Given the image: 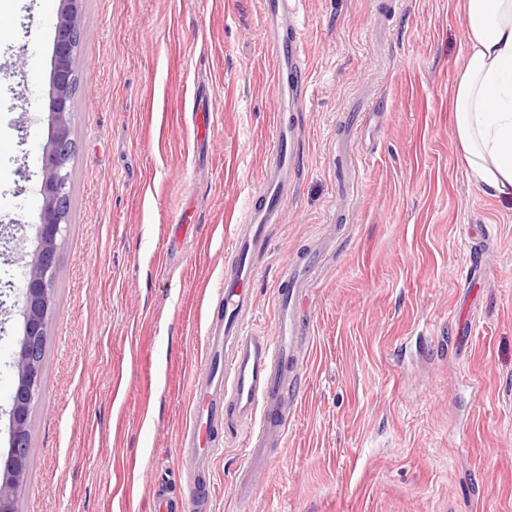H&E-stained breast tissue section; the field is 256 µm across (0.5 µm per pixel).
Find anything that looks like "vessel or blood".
<instances>
[{"label":"vessel or blood","instance_id":"vessel-or-blood-1","mask_svg":"<svg viewBox=\"0 0 512 512\" xmlns=\"http://www.w3.org/2000/svg\"><path fill=\"white\" fill-rule=\"evenodd\" d=\"M301 0H261L265 45L274 64L275 144L259 188L260 205L249 207L236 225L234 257L220 286L222 315L207 331L206 366L194 383L193 417L181 434L183 468L190 492L180 507L155 498L153 512H200L211 473L203 465L215 451L214 427L232 417L249 436L247 464L270 466L272 448L284 441L290 410L301 377L295 372L300 306L318 263L314 255L294 259L276 287L274 333L250 329L245 317L253 306L256 259L281 222V201L288 193L287 175L294 170L296 135L288 118L305 88L298 51V27L291 19Z\"/></svg>","mask_w":512,"mask_h":512}]
</instances>
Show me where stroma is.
Returning a JSON list of instances; mask_svg holds the SVG:
<instances>
[{
	"label": "stroma",
	"instance_id": "obj_1",
	"mask_svg": "<svg viewBox=\"0 0 512 512\" xmlns=\"http://www.w3.org/2000/svg\"><path fill=\"white\" fill-rule=\"evenodd\" d=\"M60 0H0V274L30 261ZM300 172L246 324L273 331L293 257L329 244L281 448L234 488L218 430L205 512H512V199L461 159L457 0H304ZM67 231L16 512H148L179 456L235 226L273 146L261 0H83ZM210 113L192 139V112ZM193 210L194 224L175 219ZM485 268L470 288L472 253ZM23 288L0 304V457Z\"/></svg>",
	"mask_w": 512,
	"mask_h": 512
}]
</instances>
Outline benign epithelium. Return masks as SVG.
I'll return each mask as SVG.
<instances>
[{"mask_svg": "<svg viewBox=\"0 0 512 512\" xmlns=\"http://www.w3.org/2000/svg\"><path fill=\"white\" fill-rule=\"evenodd\" d=\"M61 2L54 44L48 139L41 158L43 205L37 247L30 263L24 265V334L14 361L17 383L11 394L9 459L0 471V512H15V499L26 481L30 414L42 396V350L51 323L57 250L67 227V164L76 149L73 98L82 70V0Z\"/></svg>", "mask_w": 512, "mask_h": 512, "instance_id": "1", "label": "benign epithelium"}]
</instances>
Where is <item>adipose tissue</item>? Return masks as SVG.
Here are the masks:
<instances>
[{
	"mask_svg": "<svg viewBox=\"0 0 512 512\" xmlns=\"http://www.w3.org/2000/svg\"><path fill=\"white\" fill-rule=\"evenodd\" d=\"M468 52L453 125L474 180L512 198V0H463Z\"/></svg>",
	"mask_w": 512,
	"mask_h": 512,
	"instance_id": "adipose-tissue-1",
	"label": "adipose tissue"
}]
</instances>
